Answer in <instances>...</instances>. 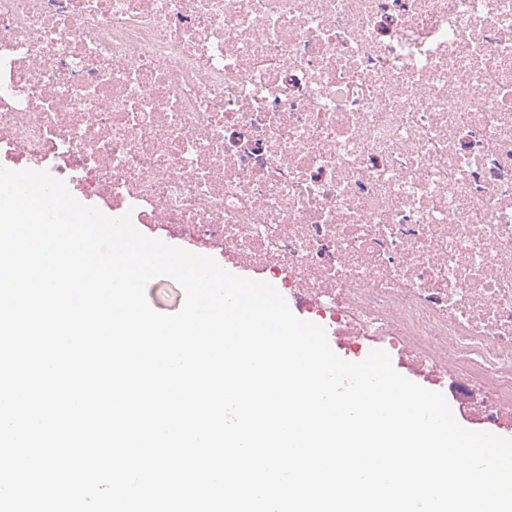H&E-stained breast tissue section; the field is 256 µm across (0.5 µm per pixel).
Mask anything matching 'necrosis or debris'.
I'll return each mask as SVG.
<instances>
[{
    "label": "necrosis or debris",
    "mask_w": 512,
    "mask_h": 512,
    "mask_svg": "<svg viewBox=\"0 0 512 512\" xmlns=\"http://www.w3.org/2000/svg\"><path fill=\"white\" fill-rule=\"evenodd\" d=\"M0 147L512 424V0H0ZM153 238L160 239L169 245L186 249L192 253L210 256L225 270H227L235 275L246 277V274L244 272H242L241 270H239L238 268H233L230 264L224 263V256L221 255L219 253V251H217V250H214V249L206 250V249L196 248V247L190 245L187 241L182 239L180 236H178L176 234H172V233L160 232V233L155 234Z\"/></svg>",
    "instance_id": "4bbe7bcc"
}]
</instances>
